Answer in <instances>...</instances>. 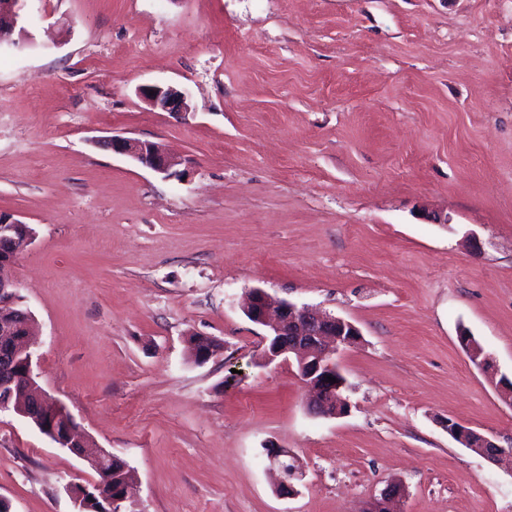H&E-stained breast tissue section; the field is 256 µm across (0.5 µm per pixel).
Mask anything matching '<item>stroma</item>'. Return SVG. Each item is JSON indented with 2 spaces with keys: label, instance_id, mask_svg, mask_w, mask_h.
Wrapping results in <instances>:
<instances>
[{
  "label": "stroma",
  "instance_id": "stroma-1",
  "mask_svg": "<svg viewBox=\"0 0 512 512\" xmlns=\"http://www.w3.org/2000/svg\"><path fill=\"white\" fill-rule=\"evenodd\" d=\"M0 49V212L40 385L131 467L138 512H512V0H28ZM172 85L184 112L138 91ZM157 143L173 176L99 146ZM262 288L352 322L347 414L260 362ZM220 353L194 362L190 334ZM302 477L279 495L266 450ZM96 473L0 412V499L75 512ZM24 224V222L14 218L12 214L0 213V240L11 244V250L3 252L2 257H0L1 271L6 265L13 263L27 249L35 237V232L31 231H26L21 238L8 234L14 232L16 227H24ZM25 227L34 230L29 224ZM448 433L465 448L488 459L491 462H498L503 457H510L512 461L511 447H503L493 437L477 431L459 421L449 419L443 425ZM404 498L405 487L402 484H389L379 497H375L369 502L363 512H400Z\"/></svg>",
  "mask_w": 512,
  "mask_h": 512
}]
</instances>
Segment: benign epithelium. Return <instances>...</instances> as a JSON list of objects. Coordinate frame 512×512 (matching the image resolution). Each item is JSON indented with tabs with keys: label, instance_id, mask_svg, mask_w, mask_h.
<instances>
[{
	"label": "benign epithelium",
	"instance_id": "1",
	"mask_svg": "<svg viewBox=\"0 0 512 512\" xmlns=\"http://www.w3.org/2000/svg\"><path fill=\"white\" fill-rule=\"evenodd\" d=\"M26 2L0 0V47L16 45L11 35L24 19ZM139 96L153 110L183 112L188 109L186 94L173 86L146 85L139 89ZM101 145L167 176L172 175V169L178 165L175 158L153 142L111 136L102 140ZM22 226L24 222L14 215L0 213V240L11 244L10 251L0 254V270L13 263L32 243L35 233L31 231L20 238L12 235L15 228ZM244 311L249 320L269 328L270 334L263 338L262 363L269 364L279 358L285 361L294 359L299 376L310 391L309 409L323 417L347 413L348 404L342 395L347 380L340 372L336 354L360 341L361 332L353 323L313 307L278 299L261 288L250 291ZM33 327L34 318L14 283L0 274V391L9 389L8 394L0 397V408L13 407L17 415L53 443L104 474L110 470L117 456L107 450L90 449L87 435L78 429L72 414L36 381L35 353L30 342ZM460 342L472 363L483 370L488 369V357L483 355L480 345L469 337V333L460 332ZM21 364L25 367L22 377L17 375ZM330 377L336 382H328ZM42 407L51 408L59 424L45 423L40 414ZM444 427L458 443L491 462L507 456L512 458V449L500 445L489 434L453 419L445 421ZM288 457V451L283 448H267L270 465L279 473V492L285 497L294 492L292 480L299 473L295 464L288 463ZM404 498L405 487L402 484H389L363 512H401Z\"/></svg>",
	"mask_w": 512,
	"mask_h": 512
}]
</instances>
